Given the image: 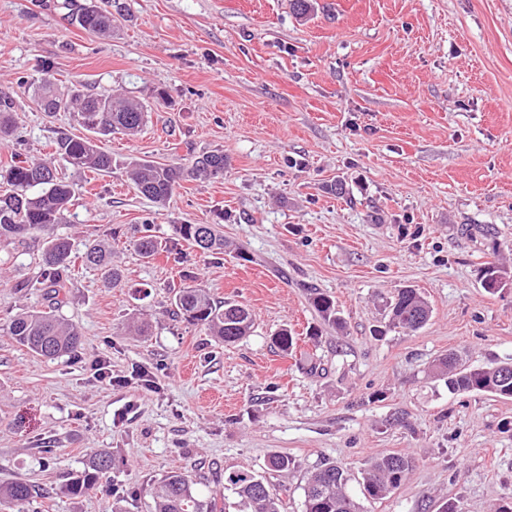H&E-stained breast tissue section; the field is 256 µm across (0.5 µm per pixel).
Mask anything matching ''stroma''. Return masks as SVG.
Here are the masks:
<instances>
[{
    "mask_svg": "<svg viewBox=\"0 0 512 512\" xmlns=\"http://www.w3.org/2000/svg\"><path fill=\"white\" fill-rule=\"evenodd\" d=\"M65 2L0 0L15 118L0 166L51 160L61 136L83 133L41 109L47 71L59 90L120 93L150 117L104 141L111 173L64 170L74 197L57 231L75 260L62 314L82 343L49 360L0 330V483L51 488L32 512H149L146 487L180 471L236 512L224 473L245 469L302 512L322 463L346 467L356 496L366 465L395 453L415 466L367 512H498L512 496V399L449 393L432 365L512 358V288L479 281L485 263L512 268V0H317L305 20L291 0H122L108 37ZM214 150L223 178L183 179L163 207L127 177L131 157L187 166ZM146 223L163 247L151 259L132 244ZM179 224L218 225L223 251L182 240ZM98 242L117 283L81 260ZM43 243L0 244V327L43 308ZM197 284L248 307L251 335L227 345L175 318L172 289ZM404 286L430 321L375 335L383 298ZM312 288L335 298L343 329L324 324ZM284 329L288 354L272 343ZM101 359L110 379L94 374ZM103 449L114 465L99 490L69 495ZM276 453L294 468L268 471Z\"/></svg>",
    "mask_w": 512,
    "mask_h": 512,
    "instance_id": "stroma-1",
    "label": "stroma"
}]
</instances>
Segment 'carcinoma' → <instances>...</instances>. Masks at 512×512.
I'll use <instances>...</instances> for the list:
<instances>
[{"label":"carcinoma","mask_w":512,"mask_h":512,"mask_svg":"<svg viewBox=\"0 0 512 512\" xmlns=\"http://www.w3.org/2000/svg\"><path fill=\"white\" fill-rule=\"evenodd\" d=\"M76 22L82 28L102 35L111 31L109 14L94 0L83 4ZM41 106L46 112L61 109L74 112L77 123L87 135L63 136L55 143V152L63 165L94 173L112 172V156L103 151L97 140L115 133L133 135L148 120L144 106L134 99L110 94L85 93L78 88L67 95H58L51 76L38 83ZM12 103L0 96V138L11 135L14 119ZM227 159L224 153L212 151L194 160L185 169L180 166L133 159L128 164V176L136 190L151 201L163 205L173 194L179 181L189 177L211 181L224 177ZM0 179L9 189L0 193V241L27 235L46 236L42 263L52 278L49 280L48 309L18 314L6 325V335L38 356L55 359L74 351L81 344L76 324L58 314L62 304L58 282L71 265L72 244L69 237L55 232L65 219L72 198L70 184L60 177L52 162L15 160L0 169ZM179 236L204 252L224 250V238L213 224H178ZM134 246L149 259L159 251L160 243L150 234L149 225H142ZM83 262L105 271L117 281L119 273L112 267V253L96 244L82 256ZM481 286L490 294L512 287V273L495 264H486L481 271ZM310 304L321 319L342 327L335 300L314 288ZM173 315L186 322L204 327L209 335L225 343H234L248 335L254 327L251 311L237 303L219 301L198 286L172 289ZM386 327L416 331L429 320L431 309L416 288L405 287L384 304ZM511 362L500 361L489 366L469 368L453 355L438 359L434 368L446 377L448 391L455 393H486L512 398V378L502 377ZM412 468V461L398 454L374 459L362 473V495L368 502L382 500L397 489ZM112 469V457L106 451L96 453L88 461L81 476L65 485L72 496L88 494L98 487L100 479ZM350 475L341 466L326 463L313 471L303 487L304 512H364V506L348 491ZM197 480L183 473H173L150 490V512H224L214 497L199 493ZM224 488L238 497L240 512H281V500L273 484L248 470L224 472ZM39 491L24 482L0 484V507L23 512L21 506L37 497Z\"/></svg>","instance_id":"obj_1"}]
</instances>
